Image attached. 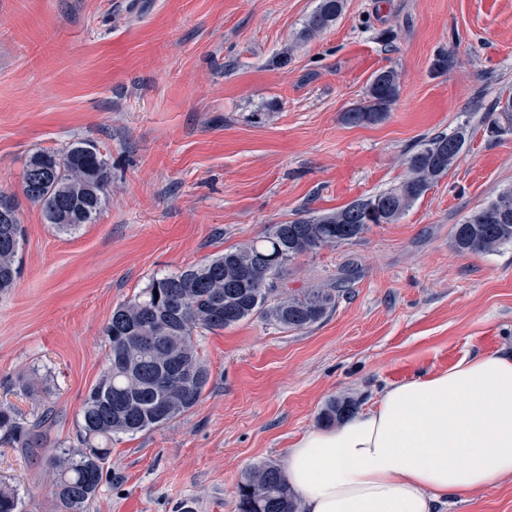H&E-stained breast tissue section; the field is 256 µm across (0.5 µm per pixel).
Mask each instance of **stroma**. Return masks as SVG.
I'll use <instances>...</instances> for the list:
<instances>
[{"label":"stroma","mask_w":512,"mask_h":512,"mask_svg":"<svg viewBox=\"0 0 512 512\" xmlns=\"http://www.w3.org/2000/svg\"><path fill=\"white\" fill-rule=\"evenodd\" d=\"M318 0H0V191L18 206L20 277L0 296V402L53 420L35 453L0 443V486L54 512L51 457L106 367L116 305L152 278L397 185L423 138L465 129L447 176L395 223L297 258L290 289L347 283L322 322L259 319L199 337L211 380L189 412L113 442L88 512H238V486L320 428L334 396L372 407L394 383L512 352V247L457 254L455 224L512 186V0H346L306 40ZM450 67L434 70L439 54ZM386 118L343 121L376 72ZM77 138L110 163L96 223L67 234L21 191L25 158ZM37 376L34 395L22 385ZM448 512H512V479ZM491 132L504 134L512 132V97L509 96L505 101L499 99L494 112H491Z\"/></svg>","instance_id":"35a3bbf8"}]
</instances>
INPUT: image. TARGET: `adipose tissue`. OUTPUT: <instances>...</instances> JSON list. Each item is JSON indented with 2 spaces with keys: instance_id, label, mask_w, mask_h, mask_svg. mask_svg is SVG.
Listing matches in <instances>:
<instances>
[{
  "instance_id": "1",
  "label": "adipose tissue",
  "mask_w": 512,
  "mask_h": 512,
  "mask_svg": "<svg viewBox=\"0 0 512 512\" xmlns=\"http://www.w3.org/2000/svg\"><path fill=\"white\" fill-rule=\"evenodd\" d=\"M305 512H439L512 477V353L386 387L288 452Z\"/></svg>"
}]
</instances>
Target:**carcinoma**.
I'll return each instance as SVG.
<instances>
[{"label": "carcinoma", "mask_w": 512, "mask_h": 512, "mask_svg": "<svg viewBox=\"0 0 512 512\" xmlns=\"http://www.w3.org/2000/svg\"><path fill=\"white\" fill-rule=\"evenodd\" d=\"M345 0H319L299 37L327 29ZM399 76L377 72L365 104L343 114L350 124L382 120L394 103ZM491 132H512V97L491 113ZM465 144L462 130L424 140L406 159L400 184L334 213L289 224H273L241 246L176 273L155 277L118 304L105 329L106 368L87 392L77 414L80 447L65 448L52 460L54 512H86L103 480L112 442L148 433L183 416L200 400L211 373L200 357L196 336L254 317L282 330L300 331L336 307L341 286L285 291L288 265L299 257L353 241L372 224H393L432 184L448 175ZM112 181L108 159L97 144L78 139L60 151L39 150L23 165L21 190L39 206L53 228L65 233L94 223ZM23 228L11 196L0 194V294L15 287ZM451 246L460 255L493 253L512 246V187L500 191L454 225ZM356 402L334 396L319 421L332 426L356 413ZM49 415L28 424L14 407L0 404V431L8 443L30 448L35 429ZM15 490L0 487V512H21ZM238 512H298V502L280 464L251 467L238 486Z\"/></svg>", "instance_id": "1"}]
</instances>
